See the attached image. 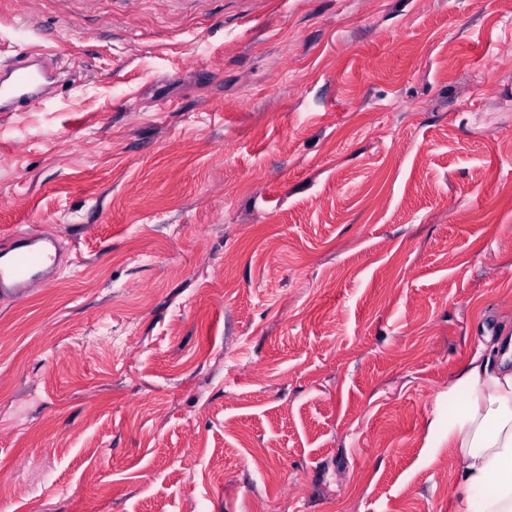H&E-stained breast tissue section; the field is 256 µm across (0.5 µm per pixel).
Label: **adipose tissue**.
Returning a JSON list of instances; mask_svg holds the SVG:
<instances>
[{
	"label": "adipose tissue",
	"mask_w": 512,
	"mask_h": 512,
	"mask_svg": "<svg viewBox=\"0 0 512 512\" xmlns=\"http://www.w3.org/2000/svg\"><path fill=\"white\" fill-rule=\"evenodd\" d=\"M492 342L458 372L454 388L466 407L448 420V445L458 457L459 512H512V366Z\"/></svg>",
	"instance_id": "ef3b65f1"
}]
</instances>
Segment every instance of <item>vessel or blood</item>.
Listing matches in <instances>:
<instances>
[{"label":"vessel or blood","mask_w":512,"mask_h":512,"mask_svg":"<svg viewBox=\"0 0 512 512\" xmlns=\"http://www.w3.org/2000/svg\"><path fill=\"white\" fill-rule=\"evenodd\" d=\"M60 81L52 56L41 50L25 51L0 70V112H27L43 104ZM54 240L30 230L13 234L0 250V296L25 297L48 281L58 259Z\"/></svg>","instance_id":"obj_1"}]
</instances>
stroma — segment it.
<instances>
[{"label":"stroma","mask_w":512,"mask_h":512,"mask_svg":"<svg viewBox=\"0 0 512 512\" xmlns=\"http://www.w3.org/2000/svg\"><path fill=\"white\" fill-rule=\"evenodd\" d=\"M0 512H458L512 327V0H0ZM52 56L26 50L1 68L0 112H28L43 104L60 81ZM57 265L54 240L37 230L13 234L8 247L0 251V296L25 297L32 288L48 281Z\"/></svg>","instance_id":"1"}]
</instances>
